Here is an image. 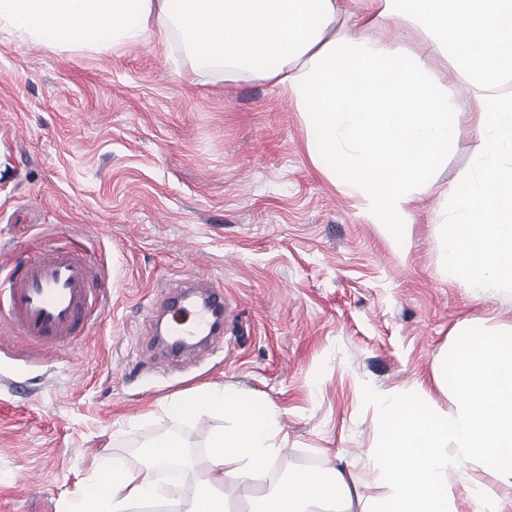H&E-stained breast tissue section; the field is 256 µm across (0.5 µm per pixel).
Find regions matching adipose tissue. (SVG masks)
<instances>
[{
  "instance_id": "obj_1",
  "label": "adipose tissue",
  "mask_w": 512,
  "mask_h": 512,
  "mask_svg": "<svg viewBox=\"0 0 512 512\" xmlns=\"http://www.w3.org/2000/svg\"><path fill=\"white\" fill-rule=\"evenodd\" d=\"M354 25L410 22L427 52L389 49L336 33V0H0V26L23 39L54 36L97 49L167 46L180 34L194 74L281 87L307 128L313 163L351 185L362 211L392 242L406 241L414 193L433 187L459 134V107L438 67L450 63L477 118L479 170L447 188L459 219L447 236L448 276L468 292L512 287V0H368ZM454 409L425 388L375 393L380 436L368 473L388 489L380 512H505L512 506V335L455 334L434 374ZM224 414L193 487L158 478L160 465L187 464L185 444L165 439L132 469L100 458L102 494L67 498L63 512H131L150 502L180 512H230L253 480L281 456L276 410L256 414L221 389L165 409L182 419ZM359 477L344 468L300 472L251 512H354Z\"/></svg>"
}]
</instances>
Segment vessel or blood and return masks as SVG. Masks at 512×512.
Here are the masks:
<instances>
[{
	"label": "vessel or blood",
	"instance_id": "1",
	"mask_svg": "<svg viewBox=\"0 0 512 512\" xmlns=\"http://www.w3.org/2000/svg\"><path fill=\"white\" fill-rule=\"evenodd\" d=\"M93 274L85 251L73 244L42 249L15 274L8 258L0 259V325L33 353L78 343L88 323L101 319L102 303L90 288ZM223 288L211 289L195 306V317L208 334L218 331L224 310Z\"/></svg>",
	"mask_w": 512,
	"mask_h": 512
}]
</instances>
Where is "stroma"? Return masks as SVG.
Returning <instances> with one entry per match:
<instances>
[{"mask_svg": "<svg viewBox=\"0 0 512 512\" xmlns=\"http://www.w3.org/2000/svg\"><path fill=\"white\" fill-rule=\"evenodd\" d=\"M191 66L177 35L165 50L97 52L0 27V253L25 260L72 241L106 301L76 346L0 345V512H61L88 490L95 455L136 468L168 435L205 458L223 414L174 420L164 408L213 385L279 412L286 451L254 498L339 462L378 501L368 392L422 383L447 404L433 374L453 329L512 330V289L474 296L448 278L452 204L415 195L411 237L391 244L357 191L312 163L280 88L191 82ZM477 143L475 120L463 122L438 185L478 170ZM202 274L224 289V336L159 364L152 313L186 322L169 297Z\"/></svg>", "mask_w": 512, "mask_h": 512, "instance_id": "obj_1", "label": "stroma"}]
</instances>
